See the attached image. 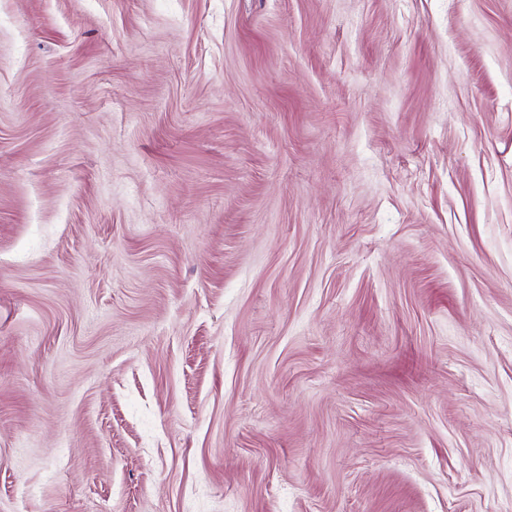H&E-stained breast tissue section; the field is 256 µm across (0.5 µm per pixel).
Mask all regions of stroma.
Here are the masks:
<instances>
[{
	"instance_id": "35a3bbf8",
	"label": "stroma",
	"mask_w": 512,
	"mask_h": 512,
	"mask_svg": "<svg viewBox=\"0 0 512 512\" xmlns=\"http://www.w3.org/2000/svg\"><path fill=\"white\" fill-rule=\"evenodd\" d=\"M0 512H512V0H0Z\"/></svg>"
}]
</instances>
